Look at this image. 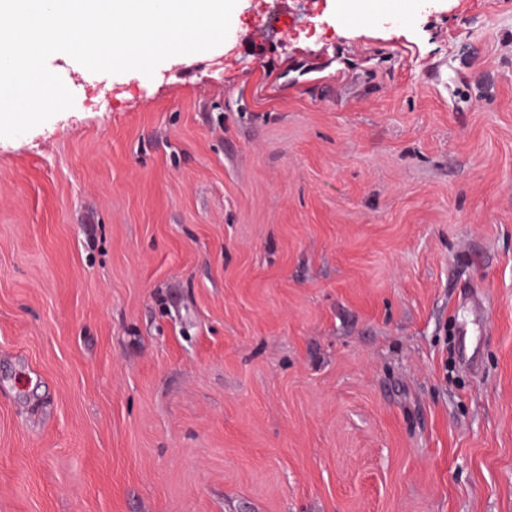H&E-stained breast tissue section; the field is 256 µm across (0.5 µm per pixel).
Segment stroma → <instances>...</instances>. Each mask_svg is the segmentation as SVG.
Returning <instances> with one entry per match:
<instances>
[{
	"mask_svg": "<svg viewBox=\"0 0 512 512\" xmlns=\"http://www.w3.org/2000/svg\"><path fill=\"white\" fill-rule=\"evenodd\" d=\"M345 8L48 59L73 106L0 137V512H512V0Z\"/></svg>",
	"mask_w": 512,
	"mask_h": 512,
	"instance_id": "1",
	"label": "stroma"
}]
</instances>
